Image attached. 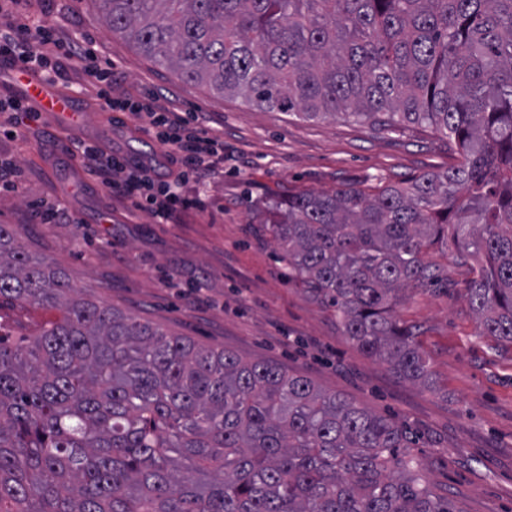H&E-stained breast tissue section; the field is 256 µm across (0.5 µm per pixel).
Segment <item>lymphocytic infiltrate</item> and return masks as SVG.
I'll use <instances>...</instances> for the list:
<instances>
[{
    "label": "lymphocytic infiltrate",
    "mask_w": 512,
    "mask_h": 512,
    "mask_svg": "<svg viewBox=\"0 0 512 512\" xmlns=\"http://www.w3.org/2000/svg\"><path fill=\"white\" fill-rule=\"evenodd\" d=\"M93 48L74 46L63 51L59 39L49 30L30 32L23 27L0 24V61H6L42 76L50 84L65 82L66 60L88 63L94 78L96 98L107 112H123L143 121L144 131L153 135L165 147L166 156L178 167L173 181L153 180L147 169L127 174V165L106 154L95 145L75 143L74 151L86 161L89 173L100 178L112 193L145 200L153 216L168 219L173 209L183 204L182 188L198 180L203 171L218 168L224 160V145L204 131L191 126L180 114L148 97L112 94L113 72L95 62Z\"/></svg>",
    "instance_id": "lymphocytic-infiltrate-1"
}]
</instances>
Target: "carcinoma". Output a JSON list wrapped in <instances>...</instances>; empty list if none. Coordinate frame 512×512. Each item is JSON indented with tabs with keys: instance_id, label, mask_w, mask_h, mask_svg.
<instances>
[{
	"instance_id": "cac0c4a2",
	"label": "carcinoma",
	"mask_w": 512,
	"mask_h": 512,
	"mask_svg": "<svg viewBox=\"0 0 512 512\" xmlns=\"http://www.w3.org/2000/svg\"><path fill=\"white\" fill-rule=\"evenodd\" d=\"M114 34L188 82L271 112L443 133L444 172L375 193L269 197L288 277L400 379L429 363L395 318L471 259L480 335L512 344V0H96ZM55 308L0 336V512H458L422 480L407 428L76 294L0 224V299Z\"/></svg>"
}]
</instances>
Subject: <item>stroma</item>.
I'll use <instances>...</instances> for the list:
<instances>
[{
  "label": "stroma",
  "mask_w": 512,
  "mask_h": 512,
  "mask_svg": "<svg viewBox=\"0 0 512 512\" xmlns=\"http://www.w3.org/2000/svg\"><path fill=\"white\" fill-rule=\"evenodd\" d=\"M0 20L85 34L120 78L115 94L150 93L194 113L224 140L223 170L185 186L188 207L158 222L90 175L73 142L99 144L129 163L169 170L164 148L133 117L112 122L82 67L69 63L78 128H50L0 112V224L60 270L83 297L221 348L303 375L319 389L393 418L419 437L413 448L436 494L461 512H512V346L479 333L466 300L468 263L454 249L430 251L446 284L410 293L397 315L414 328L433 385L399 379L346 336L332 308L284 274L280 249L260 229L263 201L297 190L353 185L375 192L447 169L448 139L428 127L375 131L352 119L304 121L182 80L113 35L93 0H23ZM63 208V224L40 212ZM58 310L0 301V329L33 337Z\"/></svg>",
  "instance_id": "stroma-1"
}]
</instances>
